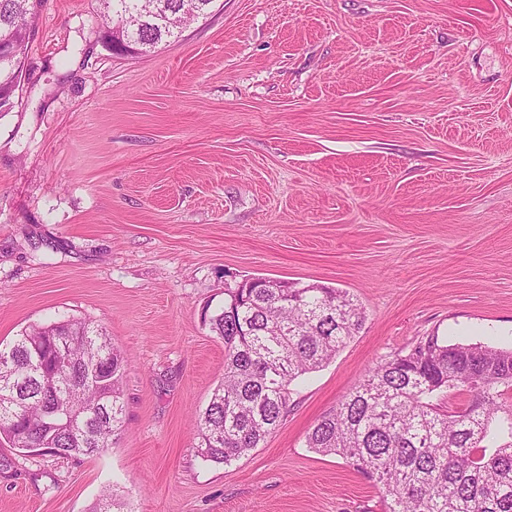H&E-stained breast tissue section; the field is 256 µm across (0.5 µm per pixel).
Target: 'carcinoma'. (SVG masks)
<instances>
[{
    "label": "carcinoma",
    "mask_w": 512,
    "mask_h": 512,
    "mask_svg": "<svg viewBox=\"0 0 512 512\" xmlns=\"http://www.w3.org/2000/svg\"><path fill=\"white\" fill-rule=\"evenodd\" d=\"M42 0H0V112L13 106ZM215 0H101L104 46L115 12L135 8L138 41L178 38L161 12L190 24ZM224 289L209 318L224 342V377L194 415L201 455L229 463L258 447L288 411L291 383L329 364L365 312L339 288L268 279ZM128 365L83 319L24 329L0 344V437L19 451L94 456L123 423ZM468 395L460 407L445 401ZM386 493L385 512H512V347L432 333L378 362L306 436Z\"/></svg>",
    "instance_id": "carcinoma-1"
}]
</instances>
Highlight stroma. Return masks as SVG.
<instances>
[{
  "label": "stroma",
  "instance_id": "1",
  "mask_svg": "<svg viewBox=\"0 0 512 512\" xmlns=\"http://www.w3.org/2000/svg\"><path fill=\"white\" fill-rule=\"evenodd\" d=\"M155 52L43 0L0 112V342L68 318L128 358L96 458L0 443V512H385L306 435L436 333L512 347V0H220ZM348 291L365 321L278 430L205 461L226 277Z\"/></svg>",
  "mask_w": 512,
  "mask_h": 512
}]
</instances>
